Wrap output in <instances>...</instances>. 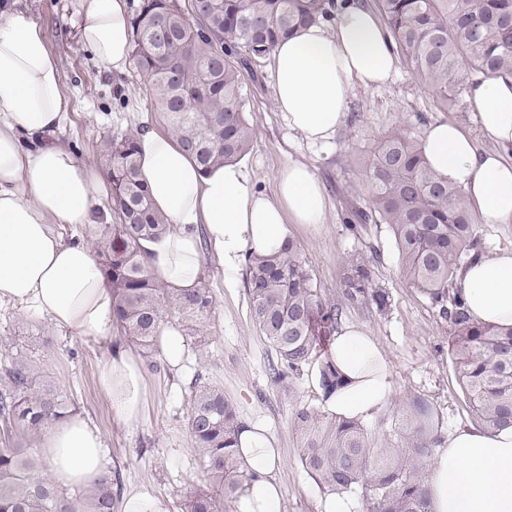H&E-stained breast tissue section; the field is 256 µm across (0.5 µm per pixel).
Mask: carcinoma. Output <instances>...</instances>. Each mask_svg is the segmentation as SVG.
Wrapping results in <instances>:
<instances>
[{"label":"carcinoma","instance_id":"cac0c4a2","mask_svg":"<svg viewBox=\"0 0 512 512\" xmlns=\"http://www.w3.org/2000/svg\"><path fill=\"white\" fill-rule=\"evenodd\" d=\"M194 17L179 0H140L132 16V56L143 89L169 132L202 169L244 158L254 131L246 119L241 73L301 26L336 17V0H213ZM400 57L415 78L448 108L473 75H512V0H374ZM111 184L112 223L101 225L94 249L112 284L113 324L158 368V336L169 319L201 336L213 309L206 286L169 288L146 267L139 241L165 229L141 178L135 135L112 140L99 154ZM369 196L345 215L355 237L384 224L398 250L401 276L426 294L448 322V351L477 425H512V327L475 323L453 283L483 251L464 191L433 173L421 141L394 126L356 160ZM250 314L273 349L276 383L317 363L324 393L340 379L328 360L343 311L361 307L383 315L389 293L375 280L373 257L350 253L341 291L320 288L300 245L246 256ZM0 374V512H113L120 478L68 492L44 477L36 448L41 435L74 411L23 353L5 349ZM291 420L300 435L299 460L319 488L357 495L363 512H430L425 465L440 444L428 403L406 396L397 413L369 424L339 419L297 404ZM244 429L224 389L194 385L187 430L206 486L187 512H232L252 479L237 458Z\"/></svg>","mask_w":512,"mask_h":512}]
</instances>
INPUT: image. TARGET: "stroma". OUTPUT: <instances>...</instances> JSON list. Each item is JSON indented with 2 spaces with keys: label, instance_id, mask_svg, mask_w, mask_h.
<instances>
[{
  "label": "stroma",
  "instance_id": "1",
  "mask_svg": "<svg viewBox=\"0 0 512 512\" xmlns=\"http://www.w3.org/2000/svg\"><path fill=\"white\" fill-rule=\"evenodd\" d=\"M18 7L28 10L42 25L60 60L68 103L60 138L81 161L96 165L104 141L138 132L146 123L162 125L161 116L141 89L136 70L113 73L79 43L76 26L82 0H20ZM242 87L247 119L255 131L244 161L257 187L273 193L279 169L291 160L312 166L324 187L323 229L296 234L321 288L337 294L349 252L374 249L380 256L375 274L390 294L389 311L380 316L350 309L343 320L365 326L375 336L391 370L395 400L409 394L427 399L444 435L471 422L448 354V325L429 297L401 277L397 250L386 226H370L357 240L344 224L348 199L362 202L368 196L354 166L356 157L401 122L412 125L419 136L434 120L471 125L468 97L457 99L451 109H442L430 90L406 68H399L385 86L354 89L348 109L359 113V120L343 124L332 145L321 148L306 145L278 112L269 59L244 69ZM204 267V281L214 299L209 327L204 335L190 338L192 362L186 372L176 373L165 362L159 370H147L153 396L136 433H127L116 421L96 384L98 364L109 348L106 341L62 335L48 321L7 304L0 305V341H8L30 356L44 379L92 420L110 450L123 486L150 487L171 499L173 512H182L186 499L203 486L187 431L188 395L198 374L203 381L223 388L241 421L264 425L275 438L284 461L277 473L283 492L281 512H322L327 493L301 467L299 437L290 418L294 405L319 406V394L303 377L280 386L272 384L268 370L272 352L251 318L245 274H238L230 286L215 261L205 260Z\"/></svg>",
  "mask_w": 512,
  "mask_h": 512
}]
</instances>
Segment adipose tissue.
<instances>
[{
  "label": "adipose tissue",
  "mask_w": 512,
  "mask_h": 512,
  "mask_svg": "<svg viewBox=\"0 0 512 512\" xmlns=\"http://www.w3.org/2000/svg\"><path fill=\"white\" fill-rule=\"evenodd\" d=\"M127 0H85L78 38L112 72L131 60ZM274 99L289 128L309 144L333 140L344 124L355 86L390 81L398 59L379 17L360 0H338L336 23H316L279 41L271 52ZM63 74L45 33L15 5L0 6V303L45 317L73 337L111 339L112 288L94 251L81 240L63 241L54 227L93 225L103 179L57 138L67 119ZM474 121L493 142L456 121L431 123L423 156L441 178L462 188L479 225L512 224V77L469 81ZM141 176L165 233L145 238L141 252L151 272L171 287H198L202 255L211 252L228 280L247 254L275 253L294 226L317 230L325 218V191L305 163L288 162L274 194L257 189L245 166L232 162L201 169L162 129L137 135ZM471 317L512 325V250L481 256L457 276ZM329 357L343 384L322 401L337 417L367 419L387 408L391 372L374 336L342 325ZM97 385L127 432L144 422L152 391L140 355L129 345L111 347ZM239 457L255 478L239 494L234 512H280L275 473L281 459L263 426L248 425ZM39 452L55 484L93 487L108 473L99 431L82 414L69 415L44 435ZM431 512H512V428L457 427L426 465Z\"/></svg>",
  "instance_id": "ef3b65f1"
}]
</instances>
